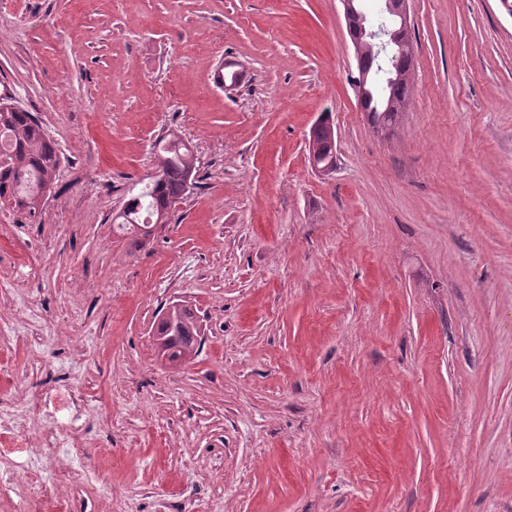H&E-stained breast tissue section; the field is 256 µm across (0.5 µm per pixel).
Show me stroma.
<instances>
[{"instance_id": "obj_1", "label": "stroma", "mask_w": 512, "mask_h": 512, "mask_svg": "<svg viewBox=\"0 0 512 512\" xmlns=\"http://www.w3.org/2000/svg\"><path fill=\"white\" fill-rule=\"evenodd\" d=\"M409 11L380 135L340 0H0V92L66 158L37 222L0 209V415L35 443L0 512H512V13ZM172 131L197 183L141 248L112 214ZM173 302L202 327L177 366ZM363 58L369 70V81L371 83V74L374 70L376 76L384 78V95L382 98L373 96L370 99L368 91L367 71L363 62L357 58L358 76L355 78V86L358 91V99L362 109L368 103V110L376 109V112H368L378 116H383L384 129L395 126L407 109L410 103V81L411 76H407L402 70L401 63L397 67L398 60L392 59L386 62L380 54L379 44L370 41L361 46ZM388 68V69H387ZM386 74L389 76L386 78ZM391 78V80H389ZM389 80V81H388ZM380 111V112H379Z\"/></svg>"}]
</instances>
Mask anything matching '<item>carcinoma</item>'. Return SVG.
<instances>
[{"label": "carcinoma", "instance_id": "carcinoma-1", "mask_svg": "<svg viewBox=\"0 0 512 512\" xmlns=\"http://www.w3.org/2000/svg\"><path fill=\"white\" fill-rule=\"evenodd\" d=\"M368 70L385 81L384 95L373 97L368 110L383 116L384 127L396 125L410 103V81L398 60L385 61L379 44L371 41L361 46ZM155 166L160 177L149 179L145 190L126 200L122 215L113 218L118 228L132 234L146 236L143 228L157 211L187 195V175L196 171L197 158L181 140L168 133L156 141ZM62 156L55 141L38 118L18 106L14 98L0 97V205H9L36 218L43 204L38 199L54 193ZM156 332L171 336L168 345L170 359L183 362L197 353L199 323L193 311L182 308L173 312V327L165 331L157 325Z\"/></svg>", "mask_w": 512, "mask_h": 512}]
</instances>
